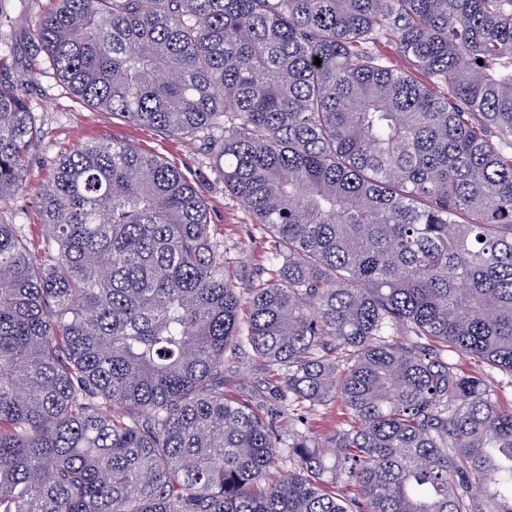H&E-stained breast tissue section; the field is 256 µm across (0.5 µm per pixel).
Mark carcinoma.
<instances>
[{
  "label": "carcinoma",
  "mask_w": 512,
  "mask_h": 512,
  "mask_svg": "<svg viewBox=\"0 0 512 512\" xmlns=\"http://www.w3.org/2000/svg\"><path fill=\"white\" fill-rule=\"evenodd\" d=\"M53 2L49 68L203 135L269 251L238 287L179 169L62 159L42 256L0 224V512H512V405L451 360L512 378V0ZM40 137L0 62V201ZM245 346L286 439L224 395ZM340 413V408L333 404L327 410L321 411L320 416L309 417L307 424L309 435L320 444L329 445L336 430H338Z\"/></svg>",
  "instance_id": "carcinoma-1"
}]
</instances>
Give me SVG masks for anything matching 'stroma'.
Instances as JSON below:
<instances>
[{
    "label": "stroma",
    "instance_id": "stroma-1",
    "mask_svg": "<svg viewBox=\"0 0 512 512\" xmlns=\"http://www.w3.org/2000/svg\"><path fill=\"white\" fill-rule=\"evenodd\" d=\"M50 0H0L6 21L0 25V59L11 70L31 104L43 131L27 158L26 192L0 202V224H15L29 237L34 252H42L46 231L37 191L46 184L64 156L86 145L121 142L176 166L203 198L215 242L235 257L232 279L242 284L263 264L268 248L264 231L252 214L224 186L222 169L207 154L202 140L166 136L129 123L112 113L94 109L77 98L47 68L44 55L34 47V24ZM267 388V373L251 349L224 357V393L246 399Z\"/></svg>",
    "mask_w": 512,
    "mask_h": 512
}]
</instances>
